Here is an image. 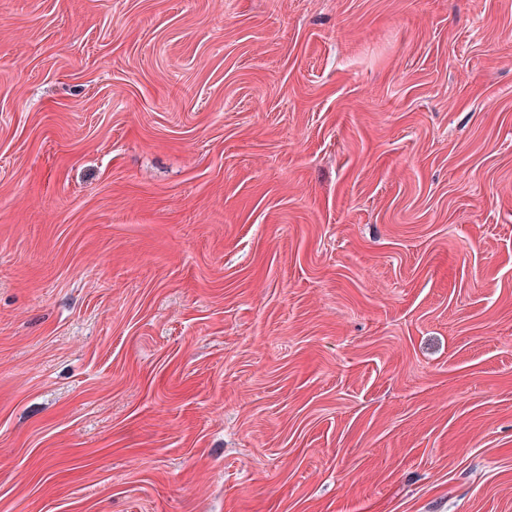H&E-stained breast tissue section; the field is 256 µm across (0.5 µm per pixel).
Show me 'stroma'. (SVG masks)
Instances as JSON below:
<instances>
[{
	"instance_id": "stroma-1",
	"label": "stroma",
	"mask_w": 512,
	"mask_h": 512,
	"mask_svg": "<svg viewBox=\"0 0 512 512\" xmlns=\"http://www.w3.org/2000/svg\"><path fill=\"white\" fill-rule=\"evenodd\" d=\"M0 512H512V0H0Z\"/></svg>"
}]
</instances>
